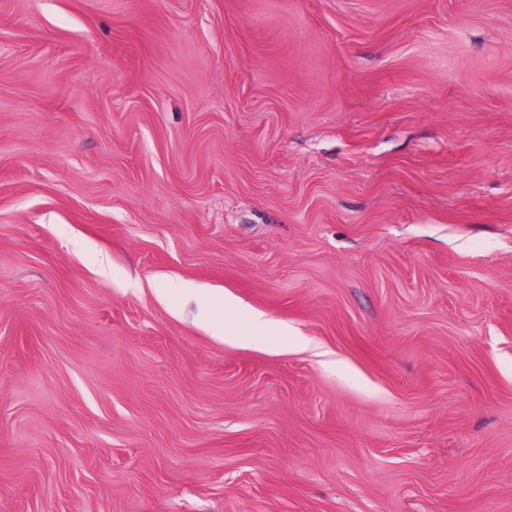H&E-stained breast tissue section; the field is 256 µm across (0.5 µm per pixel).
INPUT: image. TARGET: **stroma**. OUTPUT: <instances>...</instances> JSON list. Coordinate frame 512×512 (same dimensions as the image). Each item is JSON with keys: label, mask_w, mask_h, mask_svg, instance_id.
<instances>
[{"label": "stroma", "mask_w": 512, "mask_h": 512, "mask_svg": "<svg viewBox=\"0 0 512 512\" xmlns=\"http://www.w3.org/2000/svg\"><path fill=\"white\" fill-rule=\"evenodd\" d=\"M0 512H512V0H0Z\"/></svg>", "instance_id": "obj_1"}]
</instances>
